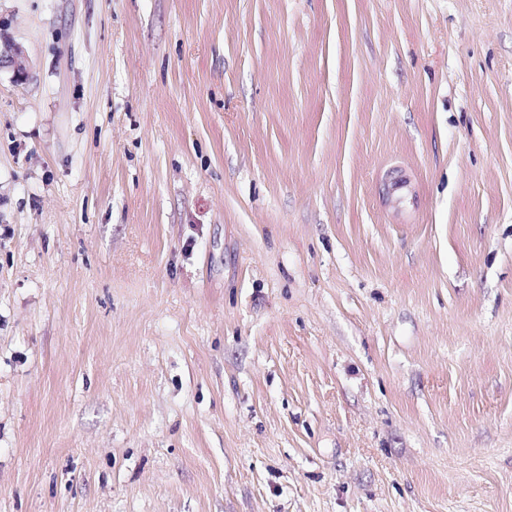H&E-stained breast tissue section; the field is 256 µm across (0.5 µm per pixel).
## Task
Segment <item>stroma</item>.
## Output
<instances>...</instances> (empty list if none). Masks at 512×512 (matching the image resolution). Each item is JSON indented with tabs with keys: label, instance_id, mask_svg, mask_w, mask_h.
I'll list each match as a JSON object with an SVG mask.
<instances>
[{
	"label": "stroma",
	"instance_id": "1",
	"mask_svg": "<svg viewBox=\"0 0 512 512\" xmlns=\"http://www.w3.org/2000/svg\"><path fill=\"white\" fill-rule=\"evenodd\" d=\"M0 34V512H512V0ZM19 58V51L15 45L10 40L3 38L0 34V68L4 66L13 67L17 79L23 80L25 77V68Z\"/></svg>",
	"mask_w": 512,
	"mask_h": 512
}]
</instances>
